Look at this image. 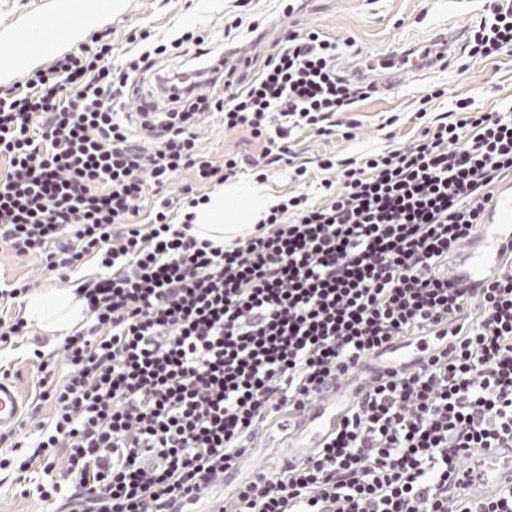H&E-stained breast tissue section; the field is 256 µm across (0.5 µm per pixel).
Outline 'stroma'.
<instances>
[{
    "instance_id": "obj_1",
    "label": "stroma",
    "mask_w": 512,
    "mask_h": 512,
    "mask_svg": "<svg viewBox=\"0 0 512 512\" xmlns=\"http://www.w3.org/2000/svg\"><path fill=\"white\" fill-rule=\"evenodd\" d=\"M121 9L112 21L114 41L124 44L130 30L159 33L193 31L207 36L210 45L227 40L231 25L257 26L259 35L245 45L247 56L265 58L289 27H314L335 38L339 45V61L351 60L358 52L387 51L394 44L427 35L434 21L442 20L450 28L468 29L475 15L489 14L497 0H300L293 15L283 12L282 0H119ZM442 89V97L431 108L448 110L457 99L471 98L484 112H503L512 108V53L492 59L472 58L460 54L449 69L429 70L424 78L380 92L359 102L352 114L358 122L354 137L344 132L319 136L309 130L293 132L291 153L295 162H308V176L293 180L287 167L267 180L280 197L297 192L308 195L310 203L323 205L319 188L321 172L314 160L331 154L339 158H363L407 145L420 135L411 116L418 100L427 90ZM200 150L215 165H222L228 155H259L262 145L249 133L226 130L216 117H207L200 128ZM39 257H18L9 250H0V279L30 282L33 291L47 288L63 290L72 287V280L58 279L56 274L42 270ZM0 362L10 365L11 378L23 396L35 391L36 374L27 355V344L18 341L0 347ZM16 466L0 468V512H49L48 503L37 496L21 495Z\"/></svg>"
}]
</instances>
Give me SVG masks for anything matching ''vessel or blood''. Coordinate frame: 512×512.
I'll list each match as a JSON object with an SVG mask.
<instances>
[{"label": "vessel or blood", "instance_id": "b4317fda", "mask_svg": "<svg viewBox=\"0 0 512 512\" xmlns=\"http://www.w3.org/2000/svg\"><path fill=\"white\" fill-rule=\"evenodd\" d=\"M112 0H54L44 12L24 16L0 29V83L18 81L41 68L60 52L81 43L100 24L111 20ZM350 74L370 78L380 90L388 91L404 77L417 78L424 63L409 57L402 46L387 52L364 54L348 63ZM482 231L457 252L456 262L448 269V282L455 288H479L491 274L512 263V183L500 184L488 196L481 212ZM446 336H429L395 350L379 366H365L355 374L321 390L300 410L289 415L277 430H265L262 438L274 443L275 454L283 462L309 458L323 441L335 432L347 408L388 373L426 364L439 352L449 349ZM24 413L18 386L0 378V431L15 429ZM257 450L240 456L226 470L216 487L232 482L246 483L256 475ZM460 467L472 480L463 493L474 501L496 497L506 485L512 486V448L484 450L465 457Z\"/></svg>", "mask_w": 512, "mask_h": 512}]
</instances>
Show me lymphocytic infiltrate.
Here are the masks:
<instances>
[{
	"label": "lymphocytic infiltrate",
	"instance_id": "obj_1",
	"mask_svg": "<svg viewBox=\"0 0 512 512\" xmlns=\"http://www.w3.org/2000/svg\"><path fill=\"white\" fill-rule=\"evenodd\" d=\"M93 31L22 80L0 86V245L77 275L82 328L51 352L33 348L39 394L27 412L33 464L58 470L39 500L65 512H184L255 431L415 336L448 325L451 350L391 374L356 401L307 461L258 473L223 512H448L457 465L512 447V267L484 288L448 285V259L479 231L490 188L512 173V113L468 99L429 115L404 148L362 165L318 159L326 202L283 199L231 248L191 234L162 188L253 172L268 179L297 129L333 134L338 114L376 89L336 68L335 39L288 31L263 68L231 62L191 32ZM193 43L183 68L171 50ZM512 47V7L464 35L485 58ZM147 101L138 128L121 108ZM263 141L216 167L199 148L205 115ZM151 218H138L147 199ZM51 414L41 417L42 403Z\"/></svg>",
	"mask_w": 512,
	"mask_h": 512
}]
</instances>
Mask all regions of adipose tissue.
Listing matches in <instances>:
<instances>
[{
    "label": "adipose tissue",
    "mask_w": 512,
    "mask_h": 512,
    "mask_svg": "<svg viewBox=\"0 0 512 512\" xmlns=\"http://www.w3.org/2000/svg\"><path fill=\"white\" fill-rule=\"evenodd\" d=\"M278 199L256 182H234L194 208L192 232L215 245H230L240 234L254 231L258 221ZM28 320L68 332L83 322V305L69 291L45 290L29 297Z\"/></svg>",
    "instance_id": "obj_1"
}]
</instances>
